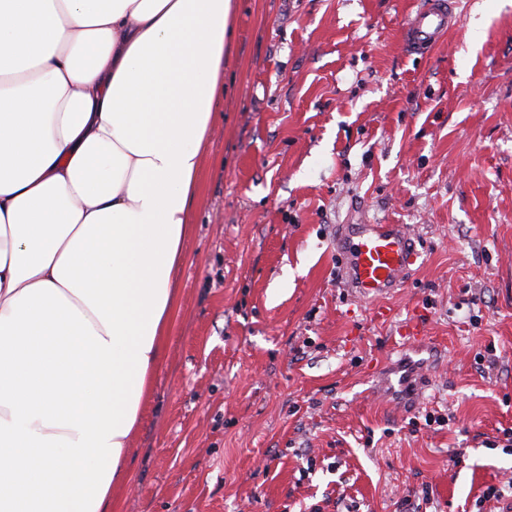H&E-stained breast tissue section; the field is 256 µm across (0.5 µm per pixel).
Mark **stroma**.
I'll list each match as a JSON object with an SVG mask.
<instances>
[{"label": "stroma", "instance_id": "1", "mask_svg": "<svg viewBox=\"0 0 512 512\" xmlns=\"http://www.w3.org/2000/svg\"><path fill=\"white\" fill-rule=\"evenodd\" d=\"M173 311L112 512H498L512 493V0L403 48L417 0H237ZM343 224H407L385 298ZM419 312L411 410L374 392ZM437 416L426 424V415Z\"/></svg>", "mask_w": 512, "mask_h": 512}]
</instances>
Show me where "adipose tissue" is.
Wrapping results in <instances>:
<instances>
[{
	"mask_svg": "<svg viewBox=\"0 0 512 512\" xmlns=\"http://www.w3.org/2000/svg\"><path fill=\"white\" fill-rule=\"evenodd\" d=\"M234 0H0V512H112Z\"/></svg>",
	"mask_w": 512,
	"mask_h": 512,
	"instance_id": "adipose-tissue-1",
	"label": "adipose tissue"
}]
</instances>
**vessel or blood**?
Wrapping results in <instances>:
<instances>
[{"label":"vessel or blood","mask_w":512,"mask_h":512,"mask_svg":"<svg viewBox=\"0 0 512 512\" xmlns=\"http://www.w3.org/2000/svg\"><path fill=\"white\" fill-rule=\"evenodd\" d=\"M459 23L453 0H423L405 22V40L414 53L422 54ZM337 245L347 257L349 288L372 299L391 293L420 258L414 235L404 224H345ZM399 335L406 348L420 347L424 334L418 317H409Z\"/></svg>","instance_id":"vessel-or-blood-1"}]
</instances>
